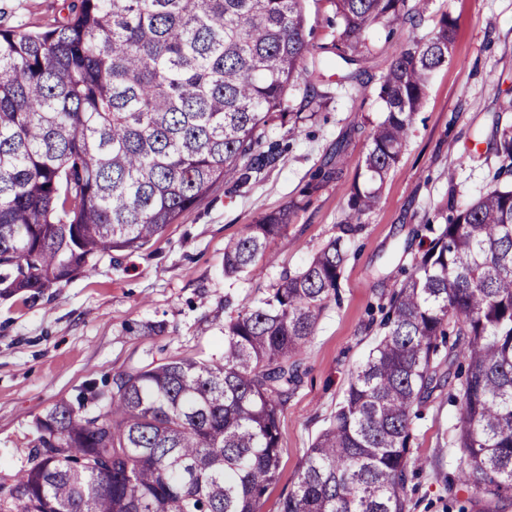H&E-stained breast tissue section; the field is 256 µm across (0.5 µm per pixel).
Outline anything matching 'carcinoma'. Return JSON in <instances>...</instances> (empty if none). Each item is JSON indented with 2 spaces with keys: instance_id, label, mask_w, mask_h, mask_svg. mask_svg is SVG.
Here are the masks:
<instances>
[{
  "instance_id": "carcinoma-1",
  "label": "carcinoma",
  "mask_w": 512,
  "mask_h": 512,
  "mask_svg": "<svg viewBox=\"0 0 512 512\" xmlns=\"http://www.w3.org/2000/svg\"><path fill=\"white\" fill-rule=\"evenodd\" d=\"M303 0H72L44 31L0 28V292L34 298L99 257L143 250L220 180L246 183L280 154L259 130H297L288 87L310 53ZM415 0H332L343 47ZM454 23L412 36L376 86L346 222L302 269L224 321L218 361L170 358L91 387L98 413L60 401L37 418L27 468L0 477V512H258L278 478L279 427L300 355L410 136ZM496 153L512 172V126ZM460 204L382 308L383 334L351 373L281 512H405L422 467L413 420L441 387L460 404L457 478L476 512L512 503V183ZM290 219L260 216L224 243V273L264 257Z\"/></svg>"
}]
</instances>
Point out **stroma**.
I'll return each instance as SVG.
<instances>
[{"mask_svg": "<svg viewBox=\"0 0 512 512\" xmlns=\"http://www.w3.org/2000/svg\"><path fill=\"white\" fill-rule=\"evenodd\" d=\"M70 2L0 0V25L43 30L67 15ZM304 14L312 53L288 100L295 112L313 92L326 103L297 133L265 129L266 140L284 145L273 163L246 184H215L148 249L103 256L34 300L0 294V470L25 466L37 436L35 420L56 402L76 401L136 362L221 357L226 308L258 298L336 235L349 213L371 129L383 118L375 85L411 33L425 35L449 16L455 36L448 61L432 73L413 116V135L386 176L378 204L361 217L336 295L302 351L303 381L280 419L279 478L260 504L261 512H280L351 372L382 334L370 308L388 305L421 253L420 229L444 223L449 194L463 202L490 188L503 164L493 121L512 124V0H428L419 28L400 20L370 29V54L360 64L337 60L330 50L341 31L331 0H305ZM340 144L345 162L338 174L315 180L314 172ZM288 207L290 222L266 257L252 271L225 276V240L261 215ZM157 321L165 322V332H144L145 324ZM457 412L438 390L415 422L411 448L424 466L407 486L406 512L468 506L469 491H459L452 506L445 490L456 473Z\"/></svg>", "mask_w": 512, "mask_h": 512, "instance_id": "obj_1", "label": "stroma"}]
</instances>
